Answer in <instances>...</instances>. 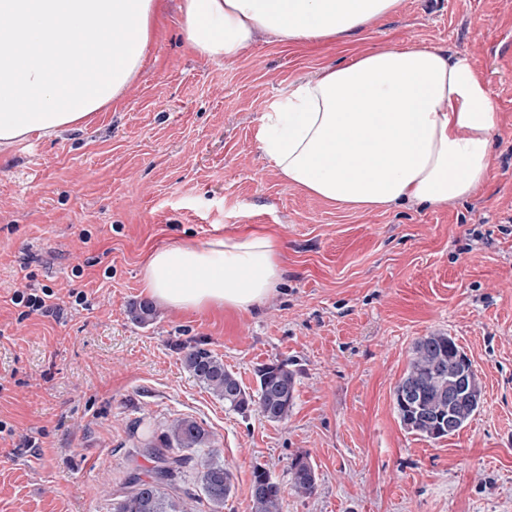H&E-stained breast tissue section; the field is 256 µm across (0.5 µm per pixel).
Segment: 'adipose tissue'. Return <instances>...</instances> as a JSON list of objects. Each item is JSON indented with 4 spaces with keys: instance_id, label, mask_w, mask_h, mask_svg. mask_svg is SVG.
<instances>
[{
    "instance_id": "ef3b65f1",
    "label": "adipose tissue",
    "mask_w": 512,
    "mask_h": 512,
    "mask_svg": "<svg viewBox=\"0 0 512 512\" xmlns=\"http://www.w3.org/2000/svg\"><path fill=\"white\" fill-rule=\"evenodd\" d=\"M399 0H181L187 34L233 60L256 32L284 44L342 41ZM164 0H0V146L87 125L143 69ZM77 49H68L72 37ZM500 124L468 58L420 45L366 51L297 81L263 116L280 176L352 209L468 197L491 165ZM285 269L280 237L247 224L203 244L151 252L146 293L178 310L260 307Z\"/></svg>"
}]
</instances>
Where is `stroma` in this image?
Here are the masks:
<instances>
[{
  "mask_svg": "<svg viewBox=\"0 0 512 512\" xmlns=\"http://www.w3.org/2000/svg\"><path fill=\"white\" fill-rule=\"evenodd\" d=\"M418 44L466 56L499 113L484 186L433 207L350 209L284 180L259 140L263 116L299 80L350 50ZM246 224L274 228L285 276L250 312L178 311L146 300L145 256ZM53 291L19 320L11 297ZM83 293L75 303L74 293ZM454 337L482 404L459 434L408 432L393 391L416 339ZM199 341L243 385L282 361L296 372L288 419L225 408L182 367ZM189 417L233 475L224 512H252L263 465L283 512H512V0H400L333 42L268 35L234 61L206 57L167 0L141 74L89 124L0 148V512H112L144 445ZM307 455L308 496L289 465ZM291 488L297 494L310 495L316 488L315 469L307 455L299 454L292 458L289 466Z\"/></svg>",
  "mask_w": 512,
  "mask_h": 512,
  "instance_id": "35a3bbf8",
  "label": "stroma"
}]
</instances>
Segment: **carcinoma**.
<instances>
[{
    "mask_svg": "<svg viewBox=\"0 0 512 512\" xmlns=\"http://www.w3.org/2000/svg\"><path fill=\"white\" fill-rule=\"evenodd\" d=\"M133 320L145 325L154 320L156 310L148 301L131 309ZM461 358L468 375L463 401L451 398L453 376L451 361ZM181 364L198 383L217 398L225 408L246 415L258 412L270 422L288 419L295 404L296 373L284 362L266 363L256 370L257 388L248 392L237 375L224 366L222 359L199 346H187ZM482 386L470 358L455 340L442 332H431L418 338L411 348L405 372L394 388V405L403 427L423 438L437 440L458 434L479 409ZM455 426L448 430V415ZM154 456L153 472L142 478L135 475L129 490L116 503L114 512H185L179 499L167 489L189 466L200 477L203 494L222 512L233 488V474L214 459L205 429L195 420H176L157 440L145 444ZM291 488L297 494L310 495L316 488L315 469L308 456L299 454L289 466ZM285 490L265 468L252 471V512H282Z\"/></svg>",
    "mask_w": 512,
    "mask_h": 512,
    "instance_id": "obj_1",
    "label": "carcinoma"
}]
</instances>
